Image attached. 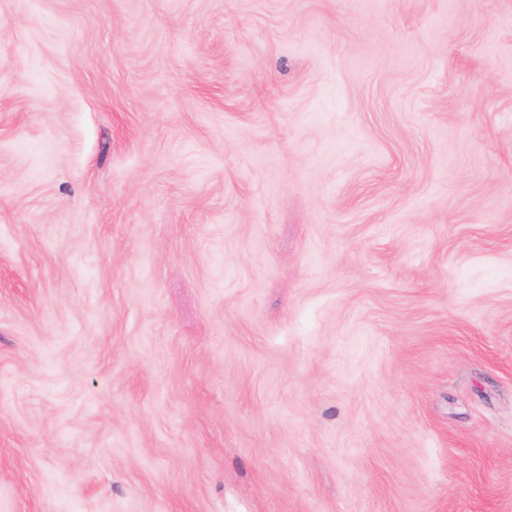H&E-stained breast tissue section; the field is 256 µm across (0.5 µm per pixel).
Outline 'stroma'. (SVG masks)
<instances>
[{
    "instance_id": "35a3bbf8",
    "label": "stroma",
    "mask_w": 512,
    "mask_h": 512,
    "mask_svg": "<svg viewBox=\"0 0 512 512\" xmlns=\"http://www.w3.org/2000/svg\"><path fill=\"white\" fill-rule=\"evenodd\" d=\"M0 512H512V0H0Z\"/></svg>"
}]
</instances>
